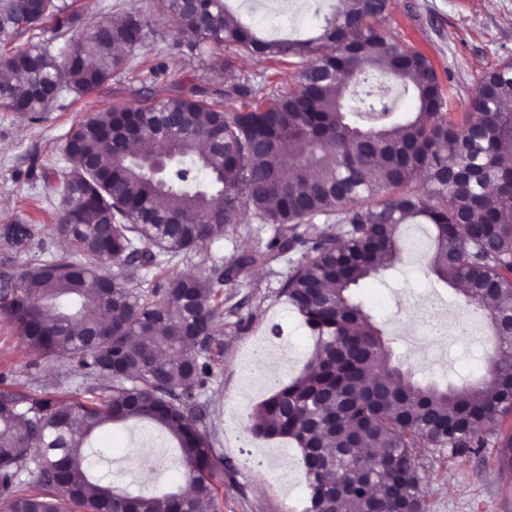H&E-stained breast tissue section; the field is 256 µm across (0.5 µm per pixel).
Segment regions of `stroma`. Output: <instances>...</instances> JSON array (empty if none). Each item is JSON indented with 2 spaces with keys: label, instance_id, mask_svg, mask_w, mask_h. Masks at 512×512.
<instances>
[{
  "label": "stroma",
  "instance_id": "obj_1",
  "mask_svg": "<svg viewBox=\"0 0 512 512\" xmlns=\"http://www.w3.org/2000/svg\"><path fill=\"white\" fill-rule=\"evenodd\" d=\"M89 23L105 21L126 9H136L147 20L145 45L136 67L111 78L98 89L68 93L33 123L12 112L0 111V200L9 204L0 212V232L23 220L35 227V240L13 249L0 245V273L41 260L52 244L51 217L55 203L41 200L43 178L65 166L63 137L89 113L116 104L162 97L171 81L193 82L205 63L199 49L177 32L158 0H73ZM390 15L380 28L407 46L423 52L443 81L452 118L470 111L483 75L512 60V0H392ZM232 15L247 20L267 40H309L320 36L337 8L327 0L321 12L304 10L302 23L281 21L271 30L265 16L267 0H225ZM235 67L225 80L250 78L263 91L294 87L303 62L290 57H251L230 48ZM403 260L383 274L360 282L355 296L364 310L395 341L400 362L412 366L417 377L441 384L461 385L483 373L482 349L495 340L486 322L461 304L451 287L427 271L432 228L427 224L402 226ZM274 225L254 215L225 228L211 242L176 258L177 270L211 276L223 270L233 256L263 247L274 235ZM290 267L288 258L258 266L252 285L225 287L224 304L238 309L240 326H224L212 348L213 373L198 402L210 412L203 429L224 458V479L218 482L219 512H304L307 489L301 455L285 439H253L243 427L256 406L272 394L271 378L287 381L303 368L314 340L299 315L278 298ZM283 337L288 357L278 371L252 364L250 357L262 338ZM67 361L45 363L29 355L16 331L0 325V391L27 395L76 390L82 376L69 373ZM89 470L102 480L120 478L131 490L182 488L175 438L150 423H114L89 438ZM283 448L288 457V479L269 475L251 447ZM420 474L428 512H512V477L501 475L494 447L449 459L424 450Z\"/></svg>",
  "mask_w": 512,
  "mask_h": 512
}]
</instances>
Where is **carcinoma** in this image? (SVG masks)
Wrapping results in <instances>:
<instances>
[{"instance_id":"carcinoma-1","label":"carcinoma","mask_w":512,"mask_h":512,"mask_svg":"<svg viewBox=\"0 0 512 512\" xmlns=\"http://www.w3.org/2000/svg\"><path fill=\"white\" fill-rule=\"evenodd\" d=\"M160 5L212 55L230 45L310 63L295 88L266 97L210 70L151 103L97 112L66 134L62 151L75 167L45 183L59 200L53 233L61 252L0 284V322L17 329L29 354L69 359L92 384L74 398L0 392L6 510L214 512L224 458L200 431L208 411L195 390L212 372L220 297L258 263L299 252L278 296L302 317L314 350L295 379L259 403L248 430L296 444L305 512H427L421 449L450 459L477 453L512 412V343L503 340L512 319V110L503 108L512 100V62L484 75L473 111L457 121L430 59L376 28L390 0H346L308 41L262 40L224 0ZM46 21L81 36L58 55L14 45ZM147 26L136 11L84 27L67 0H0V109L36 114L66 92L99 88L127 69ZM383 78L416 97L406 121L390 119L395 100ZM240 99L251 103L226 109ZM364 115L381 124L360 128ZM129 133L150 149L130 150ZM159 152L175 162L152 176ZM473 171L495 185V203ZM247 210L276 225L264 248L233 257L216 277L169 267ZM418 222L433 228L430 273L480 312L496 338L484 374L461 387L424 383L392 361L393 340L353 296L361 280L398 260L401 226ZM33 238L28 224L6 229L12 248ZM132 265L164 281L136 292L124 273ZM93 310L107 312L112 332L99 331ZM189 329L205 341L189 344ZM143 421L177 439L193 495L135 493L89 478L88 438L109 422ZM496 460L501 474L512 472L511 433L497 437Z\"/></svg>"}]
</instances>
